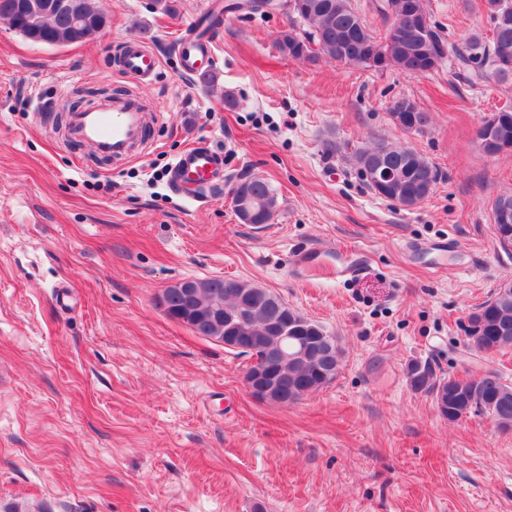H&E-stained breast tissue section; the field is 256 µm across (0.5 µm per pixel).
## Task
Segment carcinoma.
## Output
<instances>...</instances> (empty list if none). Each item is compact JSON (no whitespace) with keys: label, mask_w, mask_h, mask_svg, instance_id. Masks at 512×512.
Returning <instances> with one entry per match:
<instances>
[{"label":"carcinoma","mask_w":512,"mask_h":512,"mask_svg":"<svg viewBox=\"0 0 512 512\" xmlns=\"http://www.w3.org/2000/svg\"><path fill=\"white\" fill-rule=\"evenodd\" d=\"M24 0H0V16L11 20V26L21 30ZM412 5L422 18H431L426 0H380L377 10L387 20L385 7L395 11ZM493 24L491 39L478 34L466 38L462 48L448 42L442 31L431 25L423 36L414 27L392 35L376 33L353 8L351 0H293L295 21L299 28L284 31L275 40V47L285 58L312 59L322 54L336 61L355 59L368 61L379 55L388 58L383 66L368 65L376 71L395 68L412 76L425 75L454 54L473 75L486 81L512 79V0H485ZM66 16L52 17L44 25L41 43L68 45L70 36L65 26ZM491 145L512 147V111L494 112L482 123ZM354 164L363 174L376 168L389 170L398 179L397 190L386 198L402 206L423 201L432 195L438 180L437 171L409 147L378 143L358 149ZM242 185L255 196V214L252 224H269L278 210V196L268 181L246 176ZM196 293L188 296L176 288H168L164 300L169 315L186 319L191 331L198 336L219 338L224 335V321H211V314L234 313L240 306V295L251 288L246 281L211 277L195 280ZM260 313L252 320L255 335L266 343L277 345L280 339L265 335L266 323L288 320V334L312 337L317 332L304 329L308 318L288 306L281 297L270 300L264 295L251 297ZM470 321L481 331L482 342L498 352L512 350V291L502 293L497 287L490 298L469 314ZM332 366H341V349L336 354H324L308 360L290 359L278 372L281 395L296 402L301 396L313 393L330 384L325 372ZM407 381L412 390L432 397L438 414L453 422L459 411L489 415L502 431L512 430V383L497 369L485 370L469 381L459 382L438 376L428 365L413 362L407 367Z\"/></svg>","instance_id":"carcinoma-1"}]
</instances>
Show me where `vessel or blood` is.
<instances>
[{
	"label": "vessel or blood",
	"instance_id": "1",
	"mask_svg": "<svg viewBox=\"0 0 512 512\" xmlns=\"http://www.w3.org/2000/svg\"><path fill=\"white\" fill-rule=\"evenodd\" d=\"M178 58L183 70L191 74L201 71L203 61H214L215 56L209 40L190 35L179 42ZM114 60L119 70L140 83L153 82L160 68L159 57L145 44L133 40L119 45ZM70 132L72 138L103 154L115 159L125 157L144 138L141 104L135 97L115 95L111 107L72 113ZM171 173L178 194L193 199L200 187L223 180L224 157L219 151L194 146L175 158ZM341 256L330 270V278L356 277L368 264V254L360 247L342 250Z\"/></svg>",
	"mask_w": 512,
	"mask_h": 512
}]
</instances>
